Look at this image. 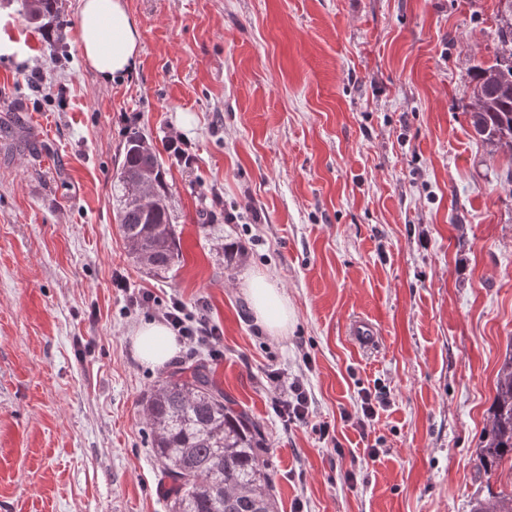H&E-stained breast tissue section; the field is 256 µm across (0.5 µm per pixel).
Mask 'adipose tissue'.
I'll return each mask as SVG.
<instances>
[{
    "label": "adipose tissue",
    "instance_id": "1",
    "mask_svg": "<svg viewBox=\"0 0 512 512\" xmlns=\"http://www.w3.org/2000/svg\"><path fill=\"white\" fill-rule=\"evenodd\" d=\"M139 44V32L124 0H80V52L102 80L135 73ZM244 291L260 324L276 336L287 331L292 311L282 288L253 276L246 280ZM132 342L140 362L153 367L165 365L180 349L171 331L156 321L140 324Z\"/></svg>",
    "mask_w": 512,
    "mask_h": 512
}]
</instances>
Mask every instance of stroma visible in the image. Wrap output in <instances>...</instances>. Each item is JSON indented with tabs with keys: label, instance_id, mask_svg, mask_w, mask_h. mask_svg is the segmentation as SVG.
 Wrapping results in <instances>:
<instances>
[{
	"label": "stroma",
	"instance_id": "obj_1",
	"mask_svg": "<svg viewBox=\"0 0 512 512\" xmlns=\"http://www.w3.org/2000/svg\"><path fill=\"white\" fill-rule=\"evenodd\" d=\"M125 2L140 63L105 82L79 0H58L60 33L0 0V512H171L141 398L210 356L138 362L156 312L128 308L118 278L221 327L212 369L268 440L279 512H470L512 491V473H477L512 355V155L461 106L494 61L499 0ZM134 128L195 147L191 167L164 160L183 253L165 273L116 220ZM253 274L288 297L282 336L254 318ZM359 318L370 346L348 333ZM272 368L304 373L309 423L276 414ZM364 389L379 403L362 426Z\"/></svg>",
	"mask_w": 512,
	"mask_h": 512
}]
</instances>
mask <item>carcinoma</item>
Segmentation results:
<instances>
[{"mask_svg": "<svg viewBox=\"0 0 512 512\" xmlns=\"http://www.w3.org/2000/svg\"><path fill=\"white\" fill-rule=\"evenodd\" d=\"M56 2L31 0L27 19L35 23L57 12ZM499 2L503 9L495 63L477 69L465 95L476 134L512 152V95L499 93L493 80L495 74L512 78V0ZM144 175L158 201L151 210L131 198V189ZM113 195L125 242L145 254L144 266L156 273L168 271L181 249L164 164L136 131L125 142ZM142 403L173 512H275L266 437L246 412L230 405L205 364L171 372ZM485 437L482 467L489 470L505 461L512 469V353L497 373ZM470 512H512V492L501 491L488 503L478 500Z\"/></svg>", "mask_w": 512, "mask_h": 512, "instance_id": "obj_1", "label": "carcinoma"}]
</instances>
